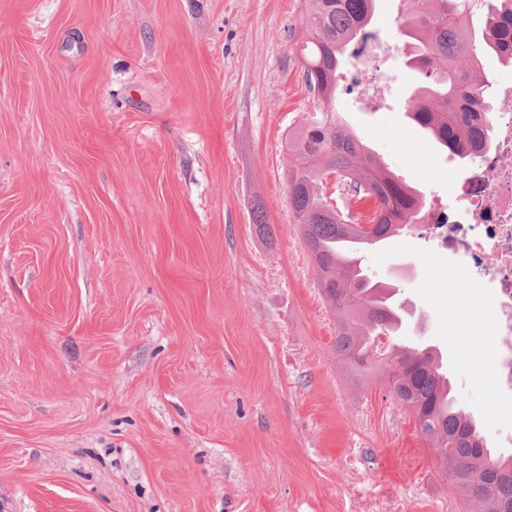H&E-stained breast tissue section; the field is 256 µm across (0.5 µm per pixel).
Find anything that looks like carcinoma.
Wrapping results in <instances>:
<instances>
[{
	"label": "carcinoma",
	"instance_id": "1",
	"mask_svg": "<svg viewBox=\"0 0 512 512\" xmlns=\"http://www.w3.org/2000/svg\"><path fill=\"white\" fill-rule=\"evenodd\" d=\"M376 0H309V19L295 42L308 91L321 104L320 118L288 134V195L296 224L325 296L336 313L334 354L359 373L373 371L444 454V467L465 499L483 512H512V458L495 455L478 425L458 410L438 352L431 346L389 343L374 353L382 333L392 337L408 322L394 300L396 289L367 274L362 253L399 235L422 218L425 198L380 163L336 115L335 100L346 50L362 42ZM401 34L411 52L406 65L427 83L409 101V119L460 160L483 151L492 116L491 82L470 77L498 61L512 63V0H481L482 29L470 24L466 0H401ZM336 178L343 206L328 202L322 184ZM370 204L372 233L351 224V203Z\"/></svg>",
	"mask_w": 512,
	"mask_h": 512
}]
</instances>
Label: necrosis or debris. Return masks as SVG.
I'll return each instance as SVG.
<instances>
[{"instance_id": "necrosis-or-debris-1", "label": "necrosis or debris", "mask_w": 512, "mask_h": 512, "mask_svg": "<svg viewBox=\"0 0 512 512\" xmlns=\"http://www.w3.org/2000/svg\"><path fill=\"white\" fill-rule=\"evenodd\" d=\"M431 249L452 255L468 286L490 298L497 336L492 350L504 408L512 410V109L493 114L490 149L472 156L445 208H429L425 220L406 228ZM351 448L341 474L349 490L348 512H404V501L383 503L363 479L367 457L360 446L369 431L363 407L352 411Z\"/></svg>"}]
</instances>
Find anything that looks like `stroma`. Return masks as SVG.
Segmentation results:
<instances>
[{
	"label": "stroma",
	"mask_w": 512,
	"mask_h": 512,
	"mask_svg": "<svg viewBox=\"0 0 512 512\" xmlns=\"http://www.w3.org/2000/svg\"><path fill=\"white\" fill-rule=\"evenodd\" d=\"M306 0H0V512H347L338 473L364 405V478L409 512L451 494L439 454L332 351L336 315L295 224L285 138L320 106L294 47ZM390 46L341 122L426 200L457 159L413 127L422 76ZM261 199L263 236L251 205ZM426 316L457 409L512 432L491 302L408 236L367 253Z\"/></svg>",
	"instance_id": "1"
}]
</instances>
